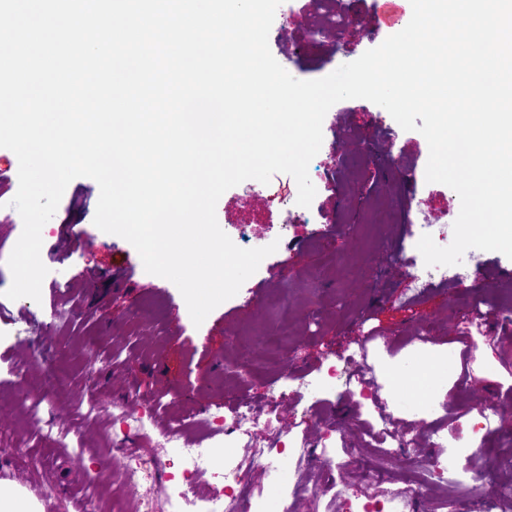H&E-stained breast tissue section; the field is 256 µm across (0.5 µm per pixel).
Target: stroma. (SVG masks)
I'll return each instance as SVG.
<instances>
[{
  "instance_id": "1",
  "label": "stroma",
  "mask_w": 512,
  "mask_h": 512,
  "mask_svg": "<svg viewBox=\"0 0 512 512\" xmlns=\"http://www.w3.org/2000/svg\"><path fill=\"white\" fill-rule=\"evenodd\" d=\"M343 9L358 23L339 37L320 13ZM375 18L373 0H283L269 48L294 78L319 79L379 46L360 28ZM428 154L425 138L384 108L332 106L309 165L310 207L297 205L286 173L220 197L217 221L237 246L278 249L197 327L171 281L94 225L99 186L88 177L69 183L42 228L40 301L6 298L23 222L10 205L18 160L0 148V467L44 512H84L90 499L101 512H187V490L223 491L224 512L242 496L248 512H366L374 476L382 512H444L407 480L408 461L430 455L448 467L449 494L512 512V421L492 428L472 412L479 402L512 409V333L472 321L473 309L496 312L512 297V260L471 249L451 288L417 287L421 216L433 217L424 230L444 247L460 210L451 188L426 182ZM441 346L448 372L432 397L389 393L387 366ZM351 357L360 376L346 386L335 371ZM52 368L68 374L67 392L47 383ZM238 399L251 402L258 435L199 424ZM385 427L431 439L408 448V460L386 461L367 438ZM198 436L224 455L191 475L182 453Z\"/></svg>"
}]
</instances>
